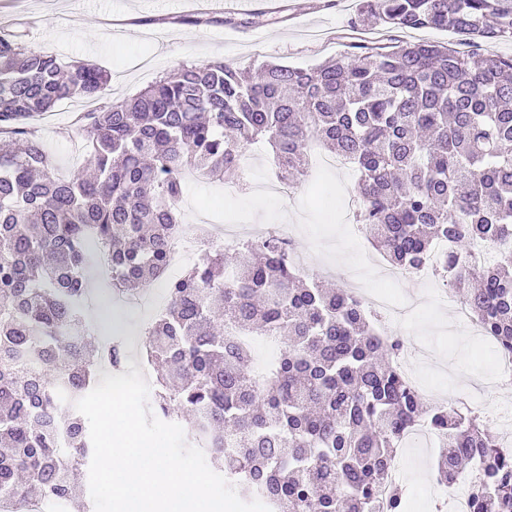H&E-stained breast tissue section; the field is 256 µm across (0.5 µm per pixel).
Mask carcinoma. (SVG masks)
Segmentation results:
<instances>
[{
    "mask_svg": "<svg viewBox=\"0 0 512 512\" xmlns=\"http://www.w3.org/2000/svg\"><path fill=\"white\" fill-rule=\"evenodd\" d=\"M358 17L471 46L512 39V0H361ZM108 80L0 27V498L17 512L57 498L85 512L73 479L92 445L73 402L101 363L78 308L89 236L110 249L113 289L153 286L183 231L185 173L234 178L253 143L294 186L311 141L346 157L371 243L402 272L434 259L483 336L512 355V56L414 42L311 68L204 60L120 100L104 96ZM71 98L95 102L76 127L94 171L60 178L37 124ZM442 240L451 248L437 254ZM478 244L493 258L473 254ZM295 251L272 231L168 282L169 304L144 332L166 367L157 412L191 411L197 445L274 512H377L379 501L403 512L389 470L418 423L443 441L439 481L469 464L472 512H512V448L474 407L423 405L395 365L404 340L380 335L348 290L304 282ZM254 336L281 345L263 375ZM124 359L112 342L109 367Z\"/></svg>",
    "mask_w": 512,
    "mask_h": 512,
    "instance_id": "cac0c4a2",
    "label": "carcinoma"
}]
</instances>
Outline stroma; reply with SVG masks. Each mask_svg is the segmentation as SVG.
Listing matches in <instances>:
<instances>
[{
    "label": "stroma",
    "instance_id": "stroma-1",
    "mask_svg": "<svg viewBox=\"0 0 512 512\" xmlns=\"http://www.w3.org/2000/svg\"><path fill=\"white\" fill-rule=\"evenodd\" d=\"M279 6V11L263 12L238 4L220 9L209 0L188 5L179 0H0V27L23 33L26 41L66 60L97 64L109 74L113 98L189 61L224 58L243 68L263 61L310 68L383 39L392 45L423 39L461 52L472 49L457 35L436 29L420 35L366 30L358 19V0H280ZM83 109L81 99L73 98L41 122L51 160L65 174L84 163L63 134ZM323 154L322 148H312L308 175L288 197L251 190L229 193L220 181H188L182 221L206 222L215 230L236 224L245 239L291 225L298 251L310 259V276L383 293L400 307L414 300L400 333L423 385L436 387L450 401L466 394L481 408L512 407V387L490 384L494 347L458 323L452 306L440 305L437 281L382 278L385 260L350 218L355 173L319 165ZM109 311L110 319L96 313L91 323L102 337H122L130 361H137L146 326L141 312L116 303ZM403 463L404 512H435L429 496L436 484L431 457L411 451Z\"/></svg>",
    "mask_w": 512,
    "mask_h": 512
}]
</instances>
